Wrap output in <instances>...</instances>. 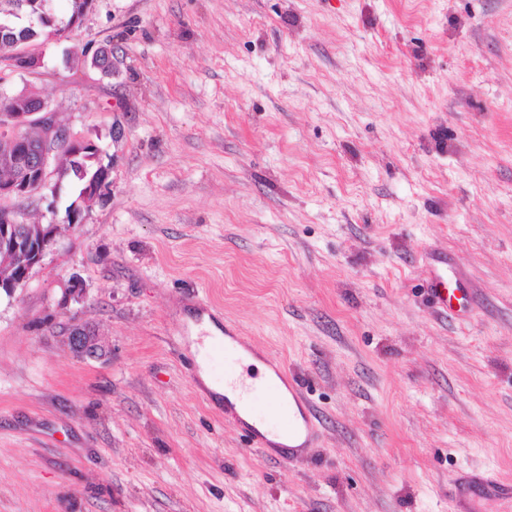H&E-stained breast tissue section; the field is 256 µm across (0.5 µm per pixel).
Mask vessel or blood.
<instances>
[{"label": "vessel or blood", "mask_w": 512, "mask_h": 512, "mask_svg": "<svg viewBox=\"0 0 512 512\" xmlns=\"http://www.w3.org/2000/svg\"><path fill=\"white\" fill-rule=\"evenodd\" d=\"M428 284L433 301L447 309L453 300L468 294L461 284L450 283L447 271L437 266L432 268ZM224 355L233 361L232 369L224 374L223 391L232 399L222 401V393L205 389L201 397L207 404H223L225 419L234 424L250 446L279 460H297L317 446V411L302 393L298 379L269 355L263 357L268 373L261 376L254 372L250 361L259 354L233 325H225L218 334L205 331L196 337L190 360L193 375H200L214 358ZM261 394L273 397V412L281 418L279 428L270 427L266 415L256 410L255 399ZM450 500L452 512H488L494 503L512 506V486L484 474L464 472L454 480Z\"/></svg>", "instance_id": "b4317fda"}]
</instances>
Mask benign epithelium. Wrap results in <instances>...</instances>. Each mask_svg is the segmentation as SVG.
Segmentation results:
<instances>
[{
    "label": "benign epithelium",
    "mask_w": 512,
    "mask_h": 512,
    "mask_svg": "<svg viewBox=\"0 0 512 512\" xmlns=\"http://www.w3.org/2000/svg\"><path fill=\"white\" fill-rule=\"evenodd\" d=\"M76 3L80 9L70 23L56 27L53 38L66 37L79 23L91 0H76ZM8 49L16 69L26 71L40 65L39 57L29 53L23 42L15 41ZM0 98L8 104L0 112V171L8 173L0 180V200L29 198L59 182L67 174L66 161L92 143L61 125L51 104L33 90L3 94ZM94 150L101 153L97 146ZM110 186L107 177L95 182L84 193L82 209H92ZM61 234L60 224H29L19 219L17 211L8 207L0 209V293L12 297L25 288L33 270ZM63 293L67 303H81L86 299V288L77 276L70 277ZM66 333V343L74 353L90 358L106 356L95 331L87 325L73 320Z\"/></svg>",
    "instance_id": "1"
}]
</instances>
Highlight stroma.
Listing matches in <instances>:
<instances>
[{
	"instance_id": "obj_1",
	"label": "stroma",
	"mask_w": 512,
	"mask_h": 512,
	"mask_svg": "<svg viewBox=\"0 0 512 512\" xmlns=\"http://www.w3.org/2000/svg\"><path fill=\"white\" fill-rule=\"evenodd\" d=\"M29 50L0 91L49 99L112 186L71 227L74 182L13 203L66 230L0 296V512H450L458 472L512 484V0H92ZM201 300L299 379L318 448L271 460L204 402ZM428 291L434 303L443 305L445 311L448 308L455 312L452 308L453 300H464L468 294L466 288H462L461 284L456 281L454 286L448 281V273L441 267H433L428 281ZM460 295V296H459ZM66 343L71 351L83 357L101 358L106 350L95 331L73 319L66 330Z\"/></svg>"
}]
</instances>
